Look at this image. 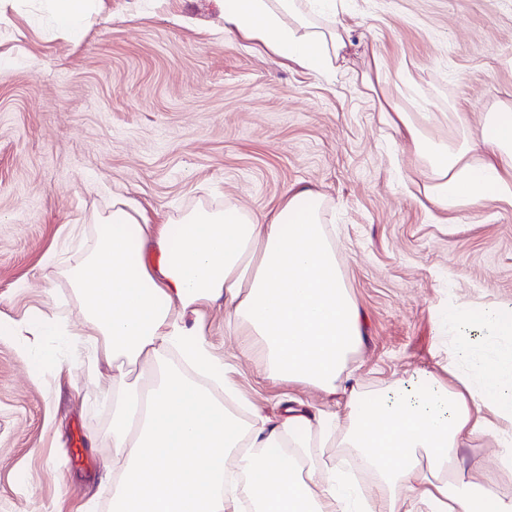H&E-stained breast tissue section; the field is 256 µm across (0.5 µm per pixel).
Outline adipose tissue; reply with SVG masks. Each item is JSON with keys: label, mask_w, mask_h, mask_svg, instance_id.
Instances as JSON below:
<instances>
[{"label": "adipose tissue", "mask_w": 512, "mask_h": 512, "mask_svg": "<svg viewBox=\"0 0 512 512\" xmlns=\"http://www.w3.org/2000/svg\"><path fill=\"white\" fill-rule=\"evenodd\" d=\"M224 29L297 67L343 61L350 44L336 0H217ZM390 126L427 164L420 190L439 211L512 201V102H498L458 143L430 138L417 118L383 105ZM327 199L289 189L272 214L233 202L148 223L119 196L95 216L93 245L62 273L92 331L94 364L112 384V512H512V498L479 484L461 450L492 438L512 469V301L449 305L453 341L439 371L370 389L345 366L366 318L340 276L322 222ZM226 333L248 329L266 378L346 396V424L295 396L263 415L224 371L205 338L209 311ZM149 365L148 385L132 380ZM198 371L237 396L217 401ZM342 449L374 475L357 489L322 458Z\"/></svg>", "instance_id": "obj_1"}]
</instances>
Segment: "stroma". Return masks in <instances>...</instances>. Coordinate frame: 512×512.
I'll list each match as a JSON object with an SVG mask.
<instances>
[{
	"label": "stroma",
	"instance_id": "stroma-1",
	"mask_svg": "<svg viewBox=\"0 0 512 512\" xmlns=\"http://www.w3.org/2000/svg\"><path fill=\"white\" fill-rule=\"evenodd\" d=\"M40 0H0V316L70 315L75 297L42 264L75 259L69 228L120 193L153 220L235 202L274 209L308 186L367 336L348 362L379 388L448 358L438 335L449 298L512 299V203L488 201L447 219L410 189L425 161L382 121L394 101L423 113L430 137L456 141L451 112L477 125L512 100V0H343L345 63L289 67L225 31L216 0H97L79 36L64 37ZM386 74L362 85L371 57ZM462 122V123H463ZM207 339L241 395L278 416L292 387L263 377L251 336L206 318ZM42 336L20 349L0 337V512H112V385L69 354L40 360ZM473 480L512 498V471L493 441L466 449Z\"/></svg>",
	"mask_w": 512,
	"mask_h": 512
}]
</instances>
